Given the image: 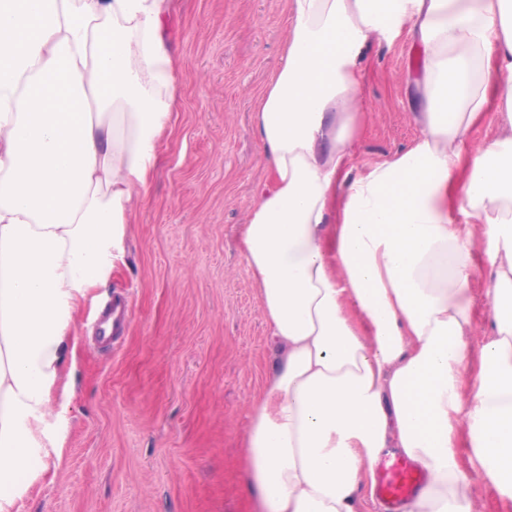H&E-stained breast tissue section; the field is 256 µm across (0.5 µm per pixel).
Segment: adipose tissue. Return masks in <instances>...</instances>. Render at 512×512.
<instances>
[{
	"label": "adipose tissue",
	"instance_id": "adipose-tissue-1",
	"mask_svg": "<svg viewBox=\"0 0 512 512\" xmlns=\"http://www.w3.org/2000/svg\"><path fill=\"white\" fill-rule=\"evenodd\" d=\"M168 8L0 0V512H21L62 451L75 313L124 263L171 126ZM402 38L425 53L419 132L348 175L367 51ZM489 116L498 136L474 144ZM255 125L271 183L240 248L272 348L246 413L261 512H358L391 448L429 476L402 512H476L463 435L512 498V0H292Z\"/></svg>",
	"mask_w": 512,
	"mask_h": 512
}]
</instances>
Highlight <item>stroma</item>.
<instances>
[{
	"instance_id": "1",
	"label": "stroma",
	"mask_w": 512,
	"mask_h": 512,
	"mask_svg": "<svg viewBox=\"0 0 512 512\" xmlns=\"http://www.w3.org/2000/svg\"><path fill=\"white\" fill-rule=\"evenodd\" d=\"M290 24V0H172L166 37L183 63L173 127L124 264L75 318L63 449L21 512H258L243 414L271 353L239 237L269 182L254 112ZM422 56L410 40L371 46L349 171L416 137Z\"/></svg>"
}]
</instances>
